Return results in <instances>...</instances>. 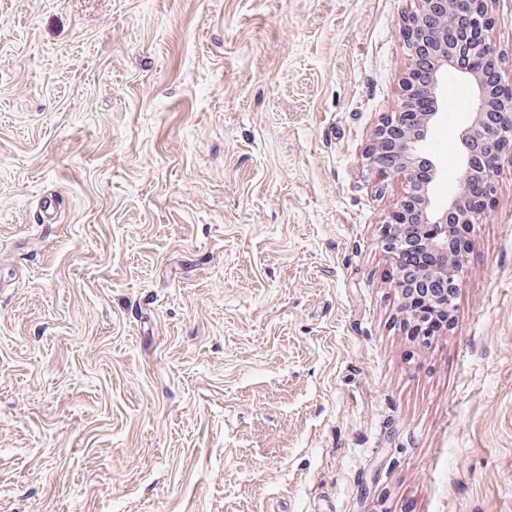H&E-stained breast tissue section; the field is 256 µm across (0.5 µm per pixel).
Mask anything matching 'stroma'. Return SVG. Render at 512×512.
Here are the masks:
<instances>
[{
    "instance_id": "stroma-1",
    "label": "stroma",
    "mask_w": 512,
    "mask_h": 512,
    "mask_svg": "<svg viewBox=\"0 0 512 512\" xmlns=\"http://www.w3.org/2000/svg\"><path fill=\"white\" fill-rule=\"evenodd\" d=\"M420 6L0 0V512H512V158L425 341L366 166ZM425 306H430L425 300L423 305L404 306L408 320L412 322L419 321L424 314L421 308ZM445 308L441 302L435 303L424 319L413 326L410 325L412 333L416 336H420L421 333L425 340H428L430 336H434L435 333L446 327L448 311Z\"/></svg>"
}]
</instances>
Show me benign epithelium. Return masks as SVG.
Wrapping results in <instances>:
<instances>
[{
    "label": "benign epithelium",
    "instance_id": "benign-epithelium-1",
    "mask_svg": "<svg viewBox=\"0 0 512 512\" xmlns=\"http://www.w3.org/2000/svg\"><path fill=\"white\" fill-rule=\"evenodd\" d=\"M492 26L488 0H422L420 12L412 15L403 30L413 65L404 81L402 99L394 115L382 122L366 151L367 166L377 185L391 179L401 181L403 195L392 214V221L411 227L406 235L390 233L386 249L392 255L409 246L423 245L439 256L432 269L416 274H401L397 287L402 290L445 286L457 287L456 277L467 258V250L449 248L448 225L479 224L496 193L494 180L482 164L486 154L498 155L512 147V94L505 92L501 58L488 40ZM461 67L474 94V120L459 134L463 153L461 193L441 205L431 202L432 185L414 181L415 164L436 171L434 163L422 156V144L440 117L438 95L447 67ZM428 98L432 108L417 110L418 102Z\"/></svg>",
    "mask_w": 512,
    "mask_h": 512
}]
</instances>
